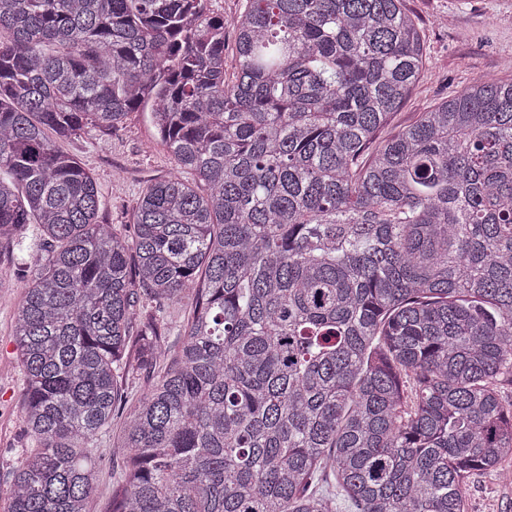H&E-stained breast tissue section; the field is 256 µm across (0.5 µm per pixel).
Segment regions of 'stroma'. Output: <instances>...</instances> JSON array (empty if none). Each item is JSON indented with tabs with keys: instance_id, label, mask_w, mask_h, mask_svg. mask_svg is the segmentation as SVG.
Returning a JSON list of instances; mask_svg holds the SVG:
<instances>
[{
	"instance_id": "35a3bbf8",
	"label": "stroma",
	"mask_w": 512,
	"mask_h": 512,
	"mask_svg": "<svg viewBox=\"0 0 512 512\" xmlns=\"http://www.w3.org/2000/svg\"><path fill=\"white\" fill-rule=\"evenodd\" d=\"M224 17V75L236 71L235 24L245 0H210ZM426 47V72L384 130L393 135L414 123L421 112L469 85L477 72L512 78V0H405ZM94 176L102 200L100 219L106 224L133 221L136 199L147 181L167 175L172 159L158 140L147 112L129 113L110 133L88 130L60 140ZM23 279L14 277L8 263L0 264V512H9L10 489L22 454L32 446L20 413L22 372L13 326ZM124 416H115L99 445L95 466L97 484L90 512H106L112 498V447L118 441ZM468 512H512V461L501 470L471 473L464 486Z\"/></svg>"
}]
</instances>
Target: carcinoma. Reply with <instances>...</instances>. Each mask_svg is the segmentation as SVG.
<instances>
[{"mask_svg": "<svg viewBox=\"0 0 512 512\" xmlns=\"http://www.w3.org/2000/svg\"><path fill=\"white\" fill-rule=\"evenodd\" d=\"M248 3L228 81L208 0H0V244L40 230L10 512H87L146 362L110 512H466L512 458V78L382 139L425 74L403 0ZM141 108L173 172L119 230L49 133ZM190 314V306L183 304V305H176L172 306L168 310V319L171 322L170 329H169V344L172 347H178V345L182 341V331H181V325H183L188 316ZM162 364L142 371L140 374L125 381L126 411L124 414L114 416L110 426L109 435L97 448H100L96 454L95 466L97 471V484L94 496L90 501V512H105L112 498V445L118 442V436L124 425L127 409L134 405L139 399L143 390L160 373Z\"/></svg>", "mask_w": 512, "mask_h": 512, "instance_id": "carcinoma-1", "label": "carcinoma"}]
</instances>
